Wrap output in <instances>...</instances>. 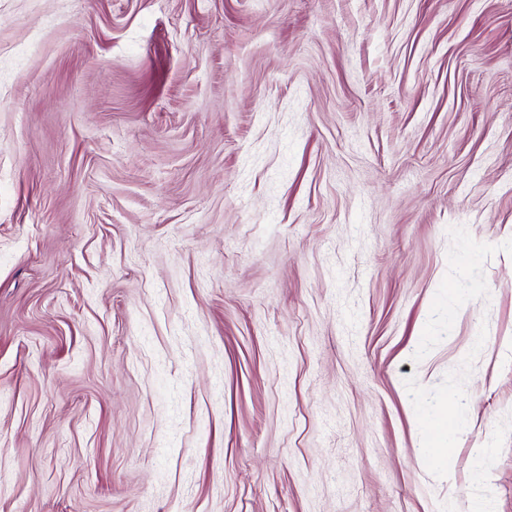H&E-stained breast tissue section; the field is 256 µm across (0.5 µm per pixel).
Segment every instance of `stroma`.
I'll return each mask as SVG.
<instances>
[{"instance_id": "obj_1", "label": "stroma", "mask_w": 512, "mask_h": 512, "mask_svg": "<svg viewBox=\"0 0 512 512\" xmlns=\"http://www.w3.org/2000/svg\"><path fill=\"white\" fill-rule=\"evenodd\" d=\"M484 499L512 0H0V512Z\"/></svg>"}]
</instances>
